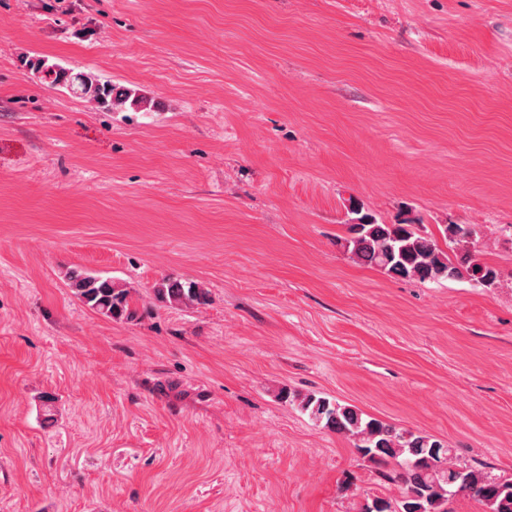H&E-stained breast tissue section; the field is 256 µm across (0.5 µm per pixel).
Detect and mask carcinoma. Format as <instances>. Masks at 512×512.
Instances as JSON below:
<instances>
[{
    "label": "carcinoma",
    "instance_id": "cac0c4a2",
    "mask_svg": "<svg viewBox=\"0 0 512 512\" xmlns=\"http://www.w3.org/2000/svg\"><path fill=\"white\" fill-rule=\"evenodd\" d=\"M37 71L48 83L62 84L97 102L115 99L120 104L140 105L137 99L112 97V85L86 74H73L43 61ZM353 214V222L347 225L348 237L339 244L356 265L419 283L466 279L481 288L501 284L498 269L481 259L479 231L472 224H443L438 239L419 232L411 221L383 224L358 206ZM66 278L74 296L96 313L109 319L134 318L128 289L112 278L77 268L69 270ZM155 292L160 300L174 305L209 302L208 292L194 282L167 279ZM295 400L313 422L351 441L359 457L377 467L380 483L398 487L399 497L368 498L361 512H450L448 503L460 485L482 505L483 512H512V478L496 476L482 465L455 462L454 449L448 443L425 432L402 430L323 395L308 393Z\"/></svg>",
    "mask_w": 512,
    "mask_h": 512
}]
</instances>
